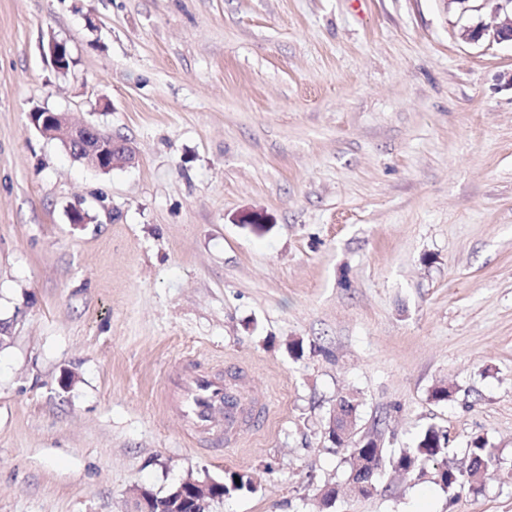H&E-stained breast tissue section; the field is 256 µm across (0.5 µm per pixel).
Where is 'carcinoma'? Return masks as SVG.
Instances as JSON below:
<instances>
[{
	"instance_id": "obj_1",
	"label": "carcinoma",
	"mask_w": 512,
	"mask_h": 512,
	"mask_svg": "<svg viewBox=\"0 0 512 512\" xmlns=\"http://www.w3.org/2000/svg\"><path fill=\"white\" fill-rule=\"evenodd\" d=\"M494 449L483 437L475 438L470 445L468 459L457 464L449 458L448 434L442 428L430 427L422 433L415 446L389 459V464L397 470L414 472L428 464H442L444 470L437 471V484L444 491H453L460 495L474 490L481 482L484 465L492 462ZM256 488L252 477L234 472L224 473V494L244 489Z\"/></svg>"
}]
</instances>
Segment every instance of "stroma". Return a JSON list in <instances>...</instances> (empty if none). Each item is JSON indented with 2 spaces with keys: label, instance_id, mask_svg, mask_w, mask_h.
Here are the masks:
<instances>
[{
  "label": "stroma",
  "instance_id": "obj_1",
  "mask_svg": "<svg viewBox=\"0 0 512 512\" xmlns=\"http://www.w3.org/2000/svg\"><path fill=\"white\" fill-rule=\"evenodd\" d=\"M490 20L474 0H0V512H136L228 470L257 489L207 512H322L327 484L329 512H512V43L461 36ZM37 109L134 162L74 159ZM185 358L266 401L235 447L163 412ZM342 396L389 456L431 426L460 463L487 439L479 490L429 466L351 492L326 433ZM42 112L45 113L40 121ZM29 118L43 136L60 140L71 155L101 171L124 167L134 160L133 151L125 141L94 125L73 123L66 113L37 109Z\"/></svg>",
  "mask_w": 512,
  "mask_h": 512
}]
</instances>
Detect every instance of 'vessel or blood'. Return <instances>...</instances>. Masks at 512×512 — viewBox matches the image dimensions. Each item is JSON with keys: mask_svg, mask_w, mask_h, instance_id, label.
I'll return each instance as SVG.
<instances>
[{"mask_svg": "<svg viewBox=\"0 0 512 512\" xmlns=\"http://www.w3.org/2000/svg\"><path fill=\"white\" fill-rule=\"evenodd\" d=\"M165 402L180 410L191 438L233 445L249 417L267 414L266 404L254 400L247 385L225 380L219 367L192 362L168 377Z\"/></svg>", "mask_w": 512, "mask_h": 512, "instance_id": "vessel-or-blood-1", "label": "vessel or blood"}]
</instances>
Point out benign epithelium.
Here are the masks:
<instances>
[{
	"instance_id": "benign-epithelium-1",
	"label": "benign epithelium",
	"mask_w": 512,
	"mask_h": 512,
	"mask_svg": "<svg viewBox=\"0 0 512 512\" xmlns=\"http://www.w3.org/2000/svg\"><path fill=\"white\" fill-rule=\"evenodd\" d=\"M495 2L492 22L465 28L461 33L463 39L478 42L488 36L497 42H512V0ZM29 118L43 136L61 141L70 154L101 171L124 167L134 160L133 151L125 141L112 137L94 125L74 123L63 112H32ZM334 430L348 438L354 437L355 415L342 414L338 420L331 419L329 431ZM380 469V460L376 457L359 460L351 472L349 482L359 488L361 474L367 471L372 476ZM219 486L220 483L211 478L201 481L188 478L182 482L179 491L185 495H194L195 504L204 507L208 501L218 498Z\"/></svg>"
}]
</instances>
